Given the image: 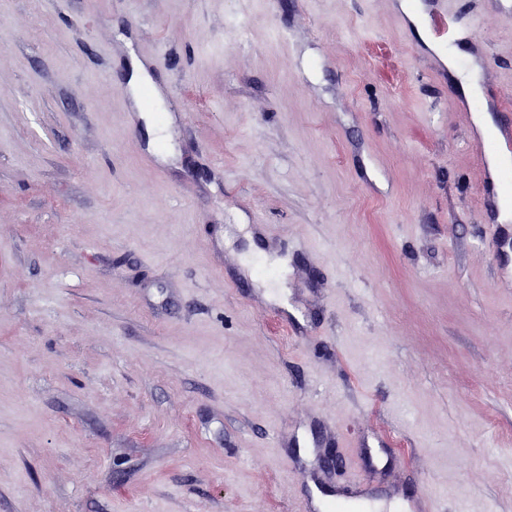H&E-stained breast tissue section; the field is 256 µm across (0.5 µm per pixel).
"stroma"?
Segmentation results:
<instances>
[{
    "label": "stroma",
    "instance_id": "obj_1",
    "mask_svg": "<svg viewBox=\"0 0 512 512\" xmlns=\"http://www.w3.org/2000/svg\"><path fill=\"white\" fill-rule=\"evenodd\" d=\"M464 7L499 129L512 23ZM131 49L190 115L157 150ZM465 97L395 0H0V512H512Z\"/></svg>",
    "mask_w": 512,
    "mask_h": 512
}]
</instances>
